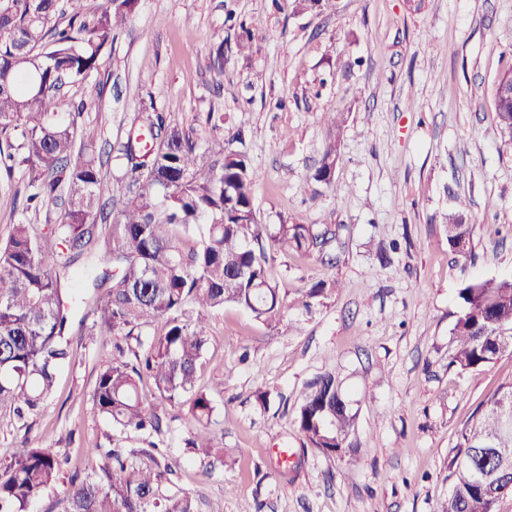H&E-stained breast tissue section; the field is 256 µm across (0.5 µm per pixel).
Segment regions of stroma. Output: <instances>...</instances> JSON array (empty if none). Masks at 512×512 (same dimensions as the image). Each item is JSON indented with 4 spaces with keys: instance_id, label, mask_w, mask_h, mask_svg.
Returning <instances> with one entry per match:
<instances>
[{
    "instance_id": "obj_1",
    "label": "stroma",
    "mask_w": 512,
    "mask_h": 512,
    "mask_svg": "<svg viewBox=\"0 0 512 512\" xmlns=\"http://www.w3.org/2000/svg\"><path fill=\"white\" fill-rule=\"evenodd\" d=\"M235 20L253 30L248 54ZM511 69L512 0H323L305 10L295 0H138L100 70L65 88L57 108L65 119L84 101L82 121L106 158L105 202L121 192L108 152L143 110L193 129L213 160L229 147L206 122L220 112L223 133L242 137L259 219L332 239L271 262L286 301L277 326L232 305L211 313L197 384L224 425V458L213 464L188 446L186 406L165 409L151 438L104 418L92 395L112 339L74 340L28 427L0 408V459L26 441L69 460L28 512H65L64 486L92 465L85 449L150 441L178 463L177 486L200 512H438L462 428L512 381V354L472 371L448 359L463 282L512 278V137L494 96ZM325 112L345 120L330 188L309 181L335 137ZM455 193L475 226L464 256L442 224ZM25 196L21 170L0 169V241L24 219ZM486 224L500 236L484 234ZM322 280L339 286L311 309L293 307ZM329 369L357 413L353 452L341 459L296 427L307 387Z\"/></svg>"
}]
</instances>
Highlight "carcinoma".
<instances>
[{"label":"carcinoma","instance_id":"carcinoma-1","mask_svg":"<svg viewBox=\"0 0 512 512\" xmlns=\"http://www.w3.org/2000/svg\"><path fill=\"white\" fill-rule=\"evenodd\" d=\"M81 2L0 0V137L6 140L0 164L23 172L26 210L37 214L64 200L54 223L14 224L0 244V406L27 426L71 358L77 305L94 300L102 313L89 335L122 339L97 375L98 412L124 430L159 434L162 419L157 405L142 396L144 380L156 400L171 406L193 392L189 445L209 458L224 438L212 427V397L195 391L210 313L233 305L268 325L279 323L283 300L269 280V259L321 248L328 232L295 223L269 230L253 217L255 184L245 153L227 150L220 164L208 162L192 130L164 112L140 116L136 133L118 145L124 188L112 223H105L95 131L78 125L82 104L68 120L58 119L57 98L63 87L102 66L137 0H108L89 20ZM65 14L70 18L62 27L57 17ZM496 104L499 125L512 136V104ZM324 120L336 139L326 143L310 180L330 187L343 120L336 112L324 113ZM466 207L460 201L444 222L448 246L460 255L473 236V225L463 220ZM99 217L104 223H97ZM201 223L200 242L183 251L169 227L188 234ZM335 287L318 282L296 304L308 308ZM458 297L449 364L472 370L512 354V280H469ZM159 318L165 319L163 334L143 332ZM343 394L336 373H323L296 418L306 442L330 458L349 447L355 428L356 414L337 407ZM509 394L512 382L500 385L461 431L440 512H496L499 484L512 477V416L501 406ZM87 455L102 464L71 480L67 512H197L191 496L170 492L177 464L156 443L90 448ZM59 479L54 449L19 446L0 464V512H27Z\"/></svg>","mask_w":512,"mask_h":512}]
</instances>
